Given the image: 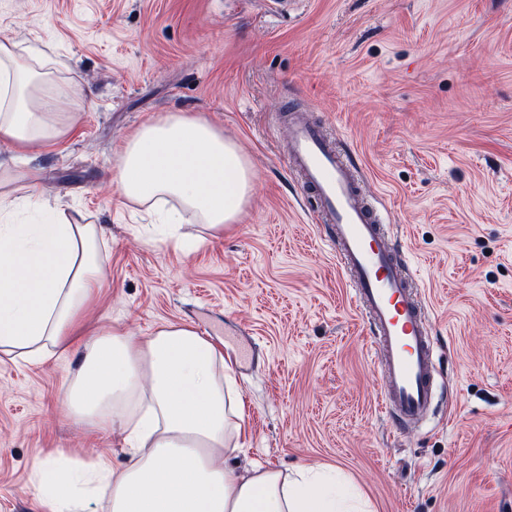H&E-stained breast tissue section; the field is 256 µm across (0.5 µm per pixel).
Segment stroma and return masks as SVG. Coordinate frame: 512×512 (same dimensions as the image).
I'll use <instances>...</instances> for the list:
<instances>
[{
  "mask_svg": "<svg viewBox=\"0 0 512 512\" xmlns=\"http://www.w3.org/2000/svg\"><path fill=\"white\" fill-rule=\"evenodd\" d=\"M50 46L81 101L14 161L49 206L103 227L85 333L169 322L222 352L243 403L227 467L335 468L366 512H512V0H0V38ZM361 165L408 256L438 346L418 426L381 411L368 327L282 148L287 110ZM238 142L255 188L238 223L184 250L110 188L125 139L169 113ZM81 337L0 353V512H49L34 465L128 462L119 428L68 404Z\"/></svg>",
  "mask_w": 512,
  "mask_h": 512,
  "instance_id": "stroma-1",
  "label": "stroma"
}]
</instances>
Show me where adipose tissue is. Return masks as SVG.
Segmentation results:
<instances>
[{
  "label": "adipose tissue",
  "instance_id": "1",
  "mask_svg": "<svg viewBox=\"0 0 512 512\" xmlns=\"http://www.w3.org/2000/svg\"><path fill=\"white\" fill-rule=\"evenodd\" d=\"M47 51L0 41V146L24 155L36 141L63 137L68 124L53 95ZM254 174L239 145L199 117L169 114L124 143L113 185L125 199L166 206L171 238L183 213L213 233L235 223ZM12 192H0V352L49 357L73 335L102 287L101 226L65 213L13 224ZM224 357L193 327L166 323L139 338L119 329L91 335L69 390L72 412L120 425L136 447L127 465L78 457L40 461L32 481L50 512H341L323 474L224 465L240 405Z\"/></svg>",
  "mask_w": 512,
  "mask_h": 512
}]
</instances>
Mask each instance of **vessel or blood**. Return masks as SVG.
<instances>
[{
  "instance_id": "obj_1",
  "label": "vessel or blood",
  "mask_w": 512,
  "mask_h": 512,
  "mask_svg": "<svg viewBox=\"0 0 512 512\" xmlns=\"http://www.w3.org/2000/svg\"><path fill=\"white\" fill-rule=\"evenodd\" d=\"M287 146V161L302 192L315 199L324 241L367 320L380 406L397 427L422 422L435 399L437 344L401 250L369 200L359 166L323 125L292 115Z\"/></svg>"
}]
</instances>
